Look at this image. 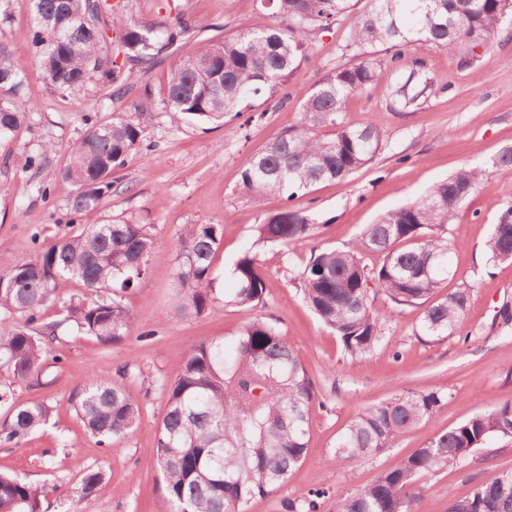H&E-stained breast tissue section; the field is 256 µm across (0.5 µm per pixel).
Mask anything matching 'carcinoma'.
Here are the masks:
<instances>
[{
	"instance_id": "1",
	"label": "carcinoma",
	"mask_w": 512,
	"mask_h": 512,
	"mask_svg": "<svg viewBox=\"0 0 512 512\" xmlns=\"http://www.w3.org/2000/svg\"><path fill=\"white\" fill-rule=\"evenodd\" d=\"M31 8L39 66L51 88L67 93L95 84L112 95L135 71L162 63L183 44L185 13L155 26L141 24L112 10L108 0H25ZM288 21L284 28H245L187 54L171 70L166 107L172 122L187 117L221 122L249 99L276 92L291 79L308 50L314 30L330 28L353 7V0H267ZM370 7L351 30L344 52L354 57L368 48L393 51L389 62L409 70L394 91L409 108L429 90L419 81L421 65L405 58V48L428 42L450 53L474 52L500 30L512 0H369ZM45 16L61 21L58 35L42 24ZM121 31L122 64L113 59L104 30L107 19ZM24 62L0 49V140L10 137L26 112L18 94ZM381 76L369 58L332 69L312 91L301 95V121L279 134L242 163L240 189L258 201L269 195L288 199L323 180H340L369 164L383 142L370 125L343 120L348 98ZM154 117L151 100L137 105V119L104 120L83 115L84 131L72 144L62 177L77 187L73 215L97 210L112 196V174L149 151L146 130ZM46 144L24 158L26 170L47 164ZM483 169L461 168L428 191L367 224L346 249H311L300 272V288L314 314L340 338L345 353L362 363L386 339L388 316L373 302L384 296L399 307L422 308L417 335L440 340L462 335L471 288L439 292L453 275L448 238L455 211L477 190ZM317 225L304 211L285 206L256 226L254 246L230 268L234 288L224 304L253 308L263 301L267 283L257 247H296L315 238ZM224 235L220 224H187L178 233L176 293L170 311L199 317L215 299L213 262ZM157 237L154 225L114 219L90 224L81 233L61 234L0 272V370L12 382L0 384V445L19 447L45 426L52 407L45 401L14 403V384L39 379L49 348L61 340L58 330L77 331L98 343L119 345L129 336L133 318L125 303L127 290L147 273ZM377 255L376 266L364 263ZM492 265L512 263V208L506 209L484 243ZM73 284L88 295L72 294ZM59 318L42 322L47 304ZM495 321L512 330V300L499 306ZM86 379L71 396L76 415L100 445L112 449L141 424L142 403L122 379ZM159 388L166 395L153 454L163 479L165 512H247L255 497L270 496L288 483L307 459L309 410L316 399L305 367L271 324L256 319L235 339L227 358L224 342L202 340L190 346L172 380ZM448 400L441 389L411 391L370 405L336 441L335 457L345 470L359 459L396 444ZM490 440L512 441V400L475 414L433 436L403 457L368 486L332 500L329 512H413L421 479L457 468ZM108 490L106 470H86L77 488L83 501ZM47 488L18 475L0 472V512H42ZM321 489L282 502V512H319ZM448 512H512V469L494 471L462 498L448 496Z\"/></svg>"
}]
</instances>
